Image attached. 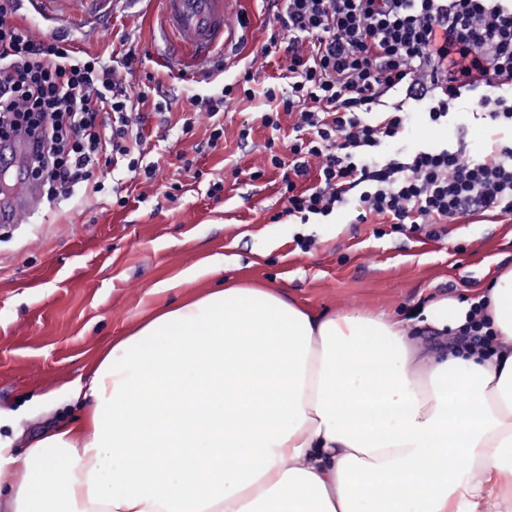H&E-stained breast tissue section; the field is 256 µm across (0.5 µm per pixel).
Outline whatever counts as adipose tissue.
I'll list each match as a JSON object with an SVG mask.
<instances>
[{
    "label": "adipose tissue",
    "mask_w": 512,
    "mask_h": 512,
    "mask_svg": "<svg viewBox=\"0 0 512 512\" xmlns=\"http://www.w3.org/2000/svg\"><path fill=\"white\" fill-rule=\"evenodd\" d=\"M489 301L491 353L425 361L412 328L470 303L393 320L238 285L165 306L68 387L77 421L19 453L0 408V512H512V272Z\"/></svg>",
    "instance_id": "1"
}]
</instances>
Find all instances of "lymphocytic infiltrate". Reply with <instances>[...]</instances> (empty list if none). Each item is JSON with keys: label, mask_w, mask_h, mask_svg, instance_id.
<instances>
[{"label": "lymphocytic infiltrate", "mask_w": 512, "mask_h": 512, "mask_svg": "<svg viewBox=\"0 0 512 512\" xmlns=\"http://www.w3.org/2000/svg\"><path fill=\"white\" fill-rule=\"evenodd\" d=\"M287 85L272 84L261 119L279 129L295 117L290 160L268 148L265 167L282 172L281 215L307 224L350 208L353 221L378 217L392 233L438 237L463 217H512V144L483 160L461 148L404 147L411 114L423 103L430 125L448 124L452 103L471 93L473 113L512 128V0H283ZM16 0H0V152L18 136L30 150L22 174L0 172L5 188L34 183L48 204L71 197L94 176L122 166L153 179L143 162L149 114L115 79L133 70L135 46L119 65L79 50L63 31L39 38L18 19Z\"/></svg>", "instance_id": "lymphocytic-infiltrate-1"}]
</instances>
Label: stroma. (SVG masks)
Instances as JSON below:
<instances>
[{
	"label": "stroma",
	"mask_w": 512,
	"mask_h": 512,
	"mask_svg": "<svg viewBox=\"0 0 512 512\" xmlns=\"http://www.w3.org/2000/svg\"><path fill=\"white\" fill-rule=\"evenodd\" d=\"M281 8L280 0H236L226 49L184 75L169 63L174 46L161 33L159 0H112L111 12L91 24L81 21L86 7L78 0L64 6L69 19L62 30L88 53H103L120 31L134 38L142 63L131 75L117 69V79L133 94L153 81L172 107L166 118L152 117L146 129L145 160L157 168L154 182L114 173L115 186L129 197L125 207L87 188L60 206L24 212L0 226V407L29 404L19 422L24 436L18 451H25L28 434L45 421L77 414L66 388L87 375L98 350L186 295L182 289L154 293L155 284L212 257H223L224 267L196 281L195 292L232 283L279 288L317 312L397 318L426 302L485 294L512 269V218L452 224L439 239L380 237L376 225L352 223L346 209L320 224L274 221L284 207L279 170L255 182L248 172L261 164L268 140H275L280 153L288 151L291 119H282L277 131L261 120L267 109L261 90L286 67L284 54L263 53L270 37L282 32L275 19ZM243 15L249 19L244 28ZM247 65L256 95L226 98L223 143L207 147L205 118L191 134H182L180 120L192 96L220 93L241 80ZM452 109L449 124L433 127L423 118V105L410 104L405 145L460 143L466 159H481L490 131L473 116L470 96ZM245 128L250 135L244 140L239 133ZM181 154L194 160L200 177L179 175ZM175 178L183 189L179 204L172 205L163 192ZM218 178L224 189L215 196L210 187ZM300 238L311 240L309 251L297 246Z\"/></svg>",
	"instance_id": "1"
}]
</instances>
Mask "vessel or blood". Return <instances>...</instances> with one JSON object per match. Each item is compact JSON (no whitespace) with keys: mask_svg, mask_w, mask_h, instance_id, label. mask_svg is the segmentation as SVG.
<instances>
[{"mask_svg":"<svg viewBox=\"0 0 512 512\" xmlns=\"http://www.w3.org/2000/svg\"><path fill=\"white\" fill-rule=\"evenodd\" d=\"M233 0H159L162 26L182 58L184 68L199 67L226 45V16ZM37 198L25 189L0 208V222L13 223L20 212L32 210Z\"/></svg>","mask_w":512,"mask_h":512,"instance_id":"obj_1","label":"vessel or blood"}]
</instances>
